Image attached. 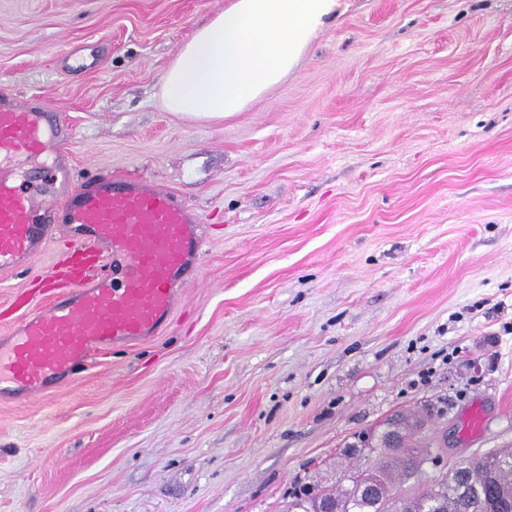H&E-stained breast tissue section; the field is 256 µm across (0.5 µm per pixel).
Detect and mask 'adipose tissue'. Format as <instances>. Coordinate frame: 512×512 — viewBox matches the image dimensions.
I'll use <instances>...</instances> for the list:
<instances>
[{"mask_svg":"<svg viewBox=\"0 0 512 512\" xmlns=\"http://www.w3.org/2000/svg\"><path fill=\"white\" fill-rule=\"evenodd\" d=\"M339 0H229L176 51L162 83L168 111L220 121L245 111L298 64Z\"/></svg>","mask_w":512,"mask_h":512,"instance_id":"adipose-tissue-1","label":"adipose tissue"}]
</instances>
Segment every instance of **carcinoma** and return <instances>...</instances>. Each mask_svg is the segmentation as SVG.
Segmentation results:
<instances>
[{
    "mask_svg": "<svg viewBox=\"0 0 512 512\" xmlns=\"http://www.w3.org/2000/svg\"><path fill=\"white\" fill-rule=\"evenodd\" d=\"M403 431L398 448H374L361 464L357 450L345 452L342 476L332 486H307L294 494L287 512H512V448L494 449L432 477L429 484L403 496L399 486L417 478L433 437H424L426 421L406 420L403 413L385 422Z\"/></svg>",
    "mask_w": 512,
    "mask_h": 512,
    "instance_id": "carcinoma-1",
    "label": "carcinoma"
}]
</instances>
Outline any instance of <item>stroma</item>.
<instances>
[{
  "label": "stroma",
  "instance_id": "obj_1",
  "mask_svg": "<svg viewBox=\"0 0 512 512\" xmlns=\"http://www.w3.org/2000/svg\"><path fill=\"white\" fill-rule=\"evenodd\" d=\"M226 2L0 0V92L49 102L76 172L171 189L203 240L158 336L0 402V512H286L427 406L446 464L512 446V0H341L246 111L167 112ZM67 237L0 271V336Z\"/></svg>",
  "mask_w": 512,
  "mask_h": 512
}]
</instances>
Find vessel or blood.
<instances>
[{
	"label": "vessel or blood",
	"instance_id": "1",
	"mask_svg": "<svg viewBox=\"0 0 512 512\" xmlns=\"http://www.w3.org/2000/svg\"><path fill=\"white\" fill-rule=\"evenodd\" d=\"M47 116L44 99L0 96L1 270L28 266L52 230L48 199L14 174L16 165L57 153L67 138ZM49 176L76 256L47 279L55 299L0 336V396L11 399H35L107 350L157 336L202 252L192 209L150 179L80 182L57 163Z\"/></svg>",
	"mask_w": 512,
	"mask_h": 512
}]
</instances>
